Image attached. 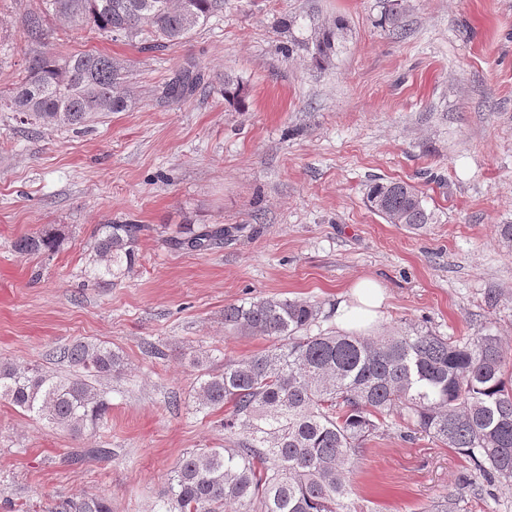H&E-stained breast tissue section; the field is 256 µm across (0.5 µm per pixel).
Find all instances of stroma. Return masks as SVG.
Wrapping results in <instances>:
<instances>
[{"instance_id":"35a3bbf8","label":"stroma","mask_w":512,"mask_h":512,"mask_svg":"<svg viewBox=\"0 0 512 512\" xmlns=\"http://www.w3.org/2000/svg\"><path fill=\"white\" fill-rule=\"evenodd\" d=\"M386 0H224L189 39L146 51L43 14L42 0H0V95L32 51H96L126 69L135 105L73 132L31 131L0 109V363L62 375L55 348L100 345L124 358L98 382L106 425L73 437L0 398V512L64 499H109L112 512H153L187 451L231 448L224 409L198 410V377L225 357L264 350L224 325V308L260 297L320 305L335 329L339 296L360 278L385 287L379 330L499 336L512 355V0H401L402 32L381 25ZM41 15L40 38L27 34ZM296 19L295 27L283 23ZM343 20L330 63L313 65L315 30ZM203 80L164 98L183 70ZM248 105L224 101V77ZM416 186L433 220L387 223L366 200L377 179ZM148 230L130 273L91 274L98 225ZM46 224L51 256L13 243ZM235 227L191 251L184 225ZM402 423L371 437L351 475L356 512H512V489L475 495L467 457ZM108 448L109 458L71 454Z\"/></svg>"}]
</instances>
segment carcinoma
<instances>
[{"label":"carcinoma","instance_id":"cac0c4a2","mask_svg":"<svg viewBox=\"0 0 512 512\" xmlns=\"http://www.w3.org/2000/svg\"><path fill=\"white\" fill-rule=\"evenodd\" d=\"M221 0H45L46 10L75 28L151 48L189 38ZM345 24L336 21L312 39V60L331 61ZM125 67L102 53L59 55L34 51L27 75L0 102L31 128L78 130L109 112L132 106ZM201 74L185 70L166 86L171 100L190 97ZM224 100L245 106L239 81L224 77ZM372 211L390 224L420 230L432 220L422 193L404 181H375ZM145 225L102 224L94 235V275L119 278L136 260ZM231 229L203 225L171 239L178 249L207 250ZM59 233L47 224L14 242L21 254L55 253ZM321 307L265 297L224 307V324L242 334L267 336V349L224 359V371L197 379L199 406L231 405L224 429L239 430L234 448L186 453L169 479L156 512H355L349 473L371 436L395 413L404 438L424 433L468 457L472 490L483 483L512 485V377L494 334L439 336L401 326L377 336L340 330L310 333ZM56 357L93 376L121 370L119 353L77 343ZM0 398L70 431L97 430L112 409L108 394L85 377L61 378L38 367L0 363ZM55 512H112L108 499L86 496Z\"/></svg>","mask_w":512,"mask_h":512}]
</instances>
